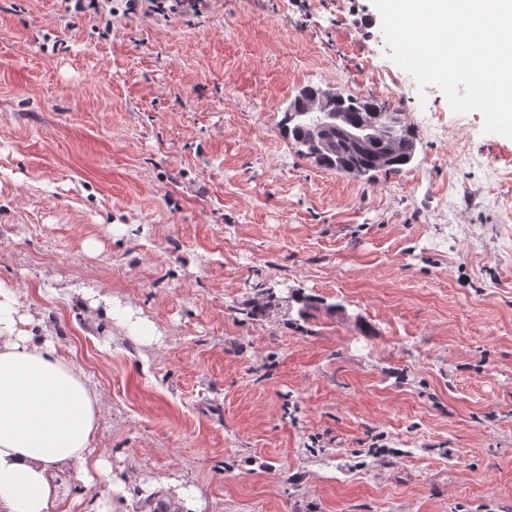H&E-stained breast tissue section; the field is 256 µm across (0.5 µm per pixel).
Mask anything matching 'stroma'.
<instances>
[{
	"label": "stroma",
	"mask_w": 512,
	"mask_h": 512,
	"mask_svg": "<svg viewBox=\"0 0 512 512\" xmlns=\"http://www.w3.org/2000/svg\"><path fill=\"white\" fill-rule=\"evenodd\" d=\"M381 36L371 0H0V282L102 394L107 512H512V138L434 85L372 183L282 132L308 85L385 101Z\"/></svg>",
	"instance_id": "obj_1"
}]
</instances>
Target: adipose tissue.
<instances>
[{
  "label": "adipose tissue",
  "instance_id": "1",
  "mask_svg": "<svg viewBox=\"0 0 512 512\" xmlns=\"http://www.w3.org/2000/svg\"><path fill=\"white\" fill-rule=\"evenodd\" d=\"M15 289L0 285V512H49L50 476L71 463L92 490L100 394L85 371L46 337L18 331Z\"/></svg>",
  "mask_w": 512,
  "mask_h": 512
}]
</instances>
